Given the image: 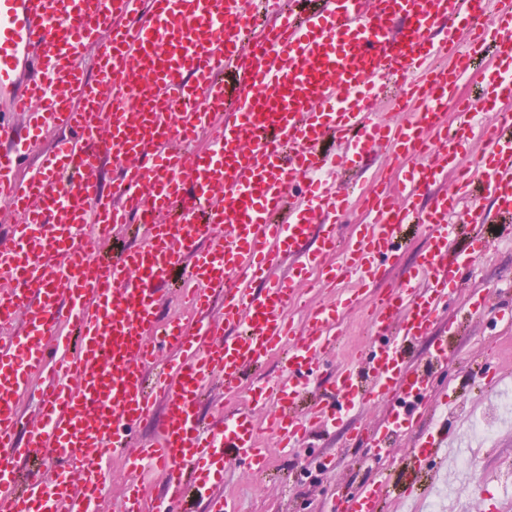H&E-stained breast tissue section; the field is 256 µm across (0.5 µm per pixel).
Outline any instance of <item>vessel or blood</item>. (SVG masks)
I'll use <instances>...</instances> for the list:
<instances>
[{
	"instance_id": "1",
	"label": "vessel or blood",
	"mask_w": 512,
	"mask_h": 512,
	"mask_svg": "<svg viewBox=\"0 0 512 512\" xmlns=\"http://www.w3.org/2000/svg\"><path fill=\"white\" fill-rule=\"evenodd\" d=\"M314 2L302 15L264 0L258 19L253 0H0V115L75 133L24 176L28 153L13 148L17 129L0 118V203L18 217L0 238V512H90L110 458L132 475L157 469L164 512H192L189 483L222 481L226 453L260 473L273 449L297 448L394 395L402 412L393 423L353 438L382 452L411 433L435 367L448 361L447 338L435 337L421 368L409 366L406 347L430 335L463 272L487 254L482 235L449 252L462 198L481 190L512 240V114H480L512 98V12L488 0ZM478 65L488 83L478 98L457 97ZM386 99L400 119H378ZM451 106L460 116L453 130ZM331 135L339 155L424 156L404 191L428 198V210L351 195L336 181L338 156L317 148ZM201 136L203 151L192 145ZM106 160L108 192L97 180ZM450 167L456 189L438 194ZM300 183L305 194L293 195ZM353 199L370 221L344 260L323 268ZM161 209L176 219L155 222ZM133 215L149 225L147 239L101 258L100 239ZM410 223L431 246L403 282L384 283ZM284 256L287 280L260 287ZM187 261L181 301L200 328L188 336L169 322L162 333L180 353L163 361L143 335L160 286ZM315 271L352 289L310 309L295 346L287 313ZM363 302L370 345L305 407L313 376L340 347V318ZM275 348L288 373L255 387L264 417H202L214 380L236 393ZM33 392L39 419L28 423L17 402ZM148 420L151 437L133 443ZM446 440L440 430L416 437L415 466H447ZM383 491L362 486L340 512H377Z\"/></svg>"
}]
</instances>
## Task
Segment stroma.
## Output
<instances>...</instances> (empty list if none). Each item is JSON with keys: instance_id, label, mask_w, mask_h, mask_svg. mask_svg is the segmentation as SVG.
Here are the masks:
<instances>
[{"instance_id": "1", "label": "stroma", "mask_w": 512, "mask_h": 512, "mask_svg": "<svg viewBox=\"0 0 512 512\" xmlns=\"http://www.w3.org/2000/svg\"><path fill=\"white\" fill-rule=\"evenodd\" d=\"M483 230L491 242L489 255L465 273L460 295L443 315L444 320L462 324L463 330L449 337L448 369L437 374L422 400L437 408L462 453L473 456L469 467L457 466L441 476V484L453 488L452 495L442 499L441 512H465L473 504L476 485L497 512H512V485L499 479L503 469L512 467V422L496 425L493 442L474 454L463 419L472 410L491 411L496 400L495 391L474 375L475 364L491 363L499 370L502 385L512 387V321L506 316L512 307V245L499 241L500 223L488 201L483 204ZM476 289L490 292L477 311L470 300ZM448 396L453 399L449 406L443 403ZM397 406L394 400L379 404L313 434L297 451L274 453L269 471L260 476L248 474L243 464L227 457L220 490L235 499L240 512H332L345 491L381 475L388 480L385 512H403L398 495L414 454L408 440L396 438L378 457L372 449L348 442L349 429L380 427Z\"/></svg>"}]
</instances>
